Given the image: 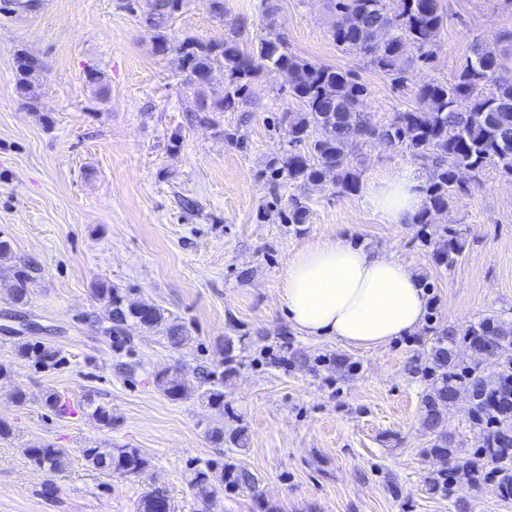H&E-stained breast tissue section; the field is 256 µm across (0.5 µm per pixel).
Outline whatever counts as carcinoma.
<instances>
[{
    "label": "carcinoma",
    "mask_w": 512,
    "mask_h": 512,
    "mask_svg": "<svg viewBox=\"0 0 512 512\" xmlns=\"http://www.w3.org/2000/svg\"><path fill=\"white\" fill-rule=\"evenodd\" d=\"M395 7H389V2ZM151 25L155 52L169 51L166 25L180 12L185 0H165L164 9L155 8ZM336 20L331 35L342 50L355 53L394 84L405 81L411 62L429 64L441 40L445 26L440 0H328ZM512 43V30L498 33L493 44L478 43L460 65L452 80L435 81L420 88L418 104L396 112L378 127L360 111L367 87L346 71L313 63L288 51L284 38L270 32L261 38L256 50L240 51L237 41L200 42L187 37L178 47L177 69L185 74V84L196 85L195 79L224 68V97L216 101L213 111L234 110L244 101L250 86L262 72L275 73L285 80L288 93L299 102L298 117L283 114L288 123L291 148L272 162L273 181L286 178L292 183L309 185L329 182L339 194L355 192L361 182V171L352 157L363 143L384 139L401 148L427 171L422 190L425 206L416 223L430 224L432 212L448 207L449 201L469 187L459 181L460 166L472 170L473 177L488 169L512 176V71L502 61L497 45ZM415 55L405 57L406 48ZM17 88L31 95L35 66L28 57L17 53ZM309 208L295 198L283 220L288 224L307 223ZM444 240L434 252L440 265L453 267L463 249L459 234L443 229ZM13 299L23 302L32 280L26 263L15 265ZM103 303L108 331L122 329L132 322L147 330L161 331L171 346L178 348L192 340L187 329L165 316L154 304L130 303L122 291L110 284L99 283L93 289ZM424 335L429 346L424 364L411 362L410 370L427 379L421 399L424 430L431 436V446L424 455L437 461L432 471L429 490L448 496L456 487L473 489L488 476L497 480L502 497H512V320L486 317L465 328L437 322L431 312ZM477 357L497 360L498 372L485 376L480 364L457 353V345ZM59 351L37 344H22L18 355L49 367L57 363ZM242 362L235 354L234 340L224 338V361L213 369L198 372V398L210 407L224 412V384L236 376ZM163 394L172 401L187 396L184 375L165 371L157 376ZM464 395L470 402V416L478 436L474 450L461 454L448 431L445 410ZM211 437L236 448L246 445L244 431L234 429L225 434L215 429ZM38 468L59 471L67 465L64 449L51 444L27 448ZM83 458L95 470L117 476L141 475L148 460L137 448H103L99 445L83 450ZM197 494L205 499L224 491L230 485L249 490L259 499V479L233 458L216 461L195 471L191 480ZM140 512H171L167 491L154 487L146 491L139 504Z\"/></svg>",
    "instance_id": "1"
}]
</instances>
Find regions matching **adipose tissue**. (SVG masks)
Segmentation results:
<instances>
[{"label":"adipose tissue","mask_w":512,"mask_h":512,"mask_svg":"<svg viewBox=\"0 0 512 512\" xmlns=\"http://www.w3.org/2000/svg\"><path fill=\"white\" fill-rule=\"evenodd\" d=\"M414 169L398 167L360 184L384 223L411 224L425 198ZM281 311L291 329L342 346L378 349L415 333L426 318L428 295L409 264L326 234L298 249L279 276Z\"/></svg>","instance_id":"adipose-tissue-1"}]
</instances>
